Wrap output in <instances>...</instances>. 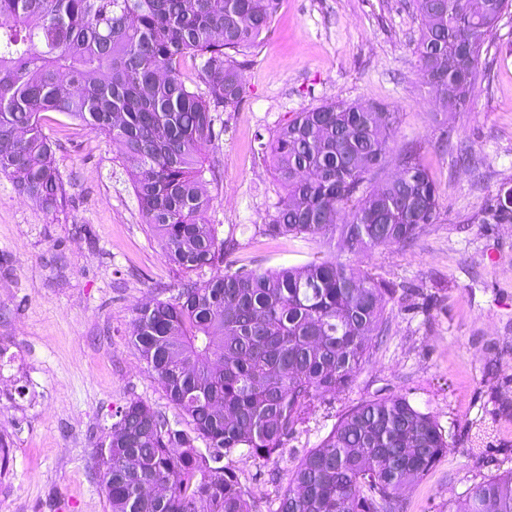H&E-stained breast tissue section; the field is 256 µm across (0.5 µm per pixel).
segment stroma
Instances as JSON below:
<instances>
[{"label": "stroma", "mask_w": 512, "mask_h": 512, "mask_svg": "<svg viewBox=\"0 0 512 512\" xmlns=\"http://www.w3.org/2000/svg\"><path fill=\"white\" fill-rule=\"evenodd\" d=\"M412 0H281L240 57L242 99L217 116L206 152L208 218L236 246L231 268L325 258L319 244L258 236L283 194L258 139L326 102L395 113L394 148L412 145L439 194L415 243L356 264L393 284L391 331L343 393L326 395L291 448H312L362 400L404 395L430 412L451 448L403 493L405 512H448L458 494L512 469V223L482 209L512 184V12L488 39L470 106L429 110L414 49ZM45 132L67 199L54 214L0 174V512H110L95 452L115 411L138 398L174 408L131 343L137 308L185 279L144 224L112 139L48 114ZM418 287L434 306L415 307Z\"/></svg>", "instance_id": "obj_1"}]
</instances>
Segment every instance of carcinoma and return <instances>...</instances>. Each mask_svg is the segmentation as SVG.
<instances>
[{
	"label": "carcinoma",
	"instance_id": "obj_1",
	"mask_svg": "<svg viewBox=\"0 0 512 512\" xmlns=\"http://www.w3.org/2000/svg\"><path fill=\"white\" fill-rule=\"evenodd\" d=\"M280 0H0V173L47 212L66 189L44 132L56 112L122 147L144 223L191 274L224 262L200 186L215 138L212 107L243 86L230 52L269 30ZM412 0L429 92L462 112L483 73L488 33L509 0ZM199 82L186 76L187 67ZM205 91H200L199 84ZM396 116L329 103L297 113L264 144L285 196L256 233L310 239L339 253L302 266L226 268L137 311L132 343L176 409L140 399L115 412L96 451L110 512H403L400 491L450 450L433 417L404 396L364 400L288 470L277 467L325 394L342 393L390 328L395 289L341 259L412 244L437 217L418 150L372 185ZM345 210L350 219L336 223ZM485 221L512 220L504 183ZM250 458L277 484L267 510L224 459ZM448 512H512V471L490 476Z\"/></svg>",
	"mask_w": 512,
	"mask_h": 512
}]
</instances>
